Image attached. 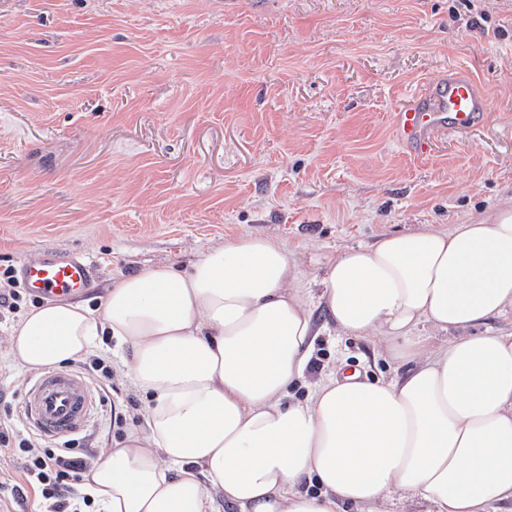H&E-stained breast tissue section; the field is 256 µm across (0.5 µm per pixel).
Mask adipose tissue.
I'll return each mask as SVG.
<instances>
[{"label": "adipose tissue", "mask_w": 512, "mask_h": 512, "mask_svg": "<svg viewBox=\"0 0 512 512\" xmlns=\"http://www.w3.org/2000/svg\"><path fill=\"white\" fill-rule=\"evenodd\" d=\"M304 271L271 236L239 234L183 270L114 280L97 306L57 298L9 331L11 364L44 371L104 338L144 399L83 475L98 512H494L512 502V207L423 224L318 257ZM371 336L405 363L391 379L339 372L298 398L320 334ZM439 344H429V337Z\"/></svg>", "instance_id": "adipose-tissue-1"}]
</instances>
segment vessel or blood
I'll use <instances>...</instances> for the list:
<instances>
[{
	"label": "vessel or blood",
	"instance_id": "1",
	"mask_svg": "<svg viewBox=\"0 0 512 512\" xmlns=\"http://www.w3.org/2000/svg\"><path fill=\"white\" fill-rule=\"evenodd\" d=\"M489 109L488 97L460 67L395 112L396 138L412 153L424 155L430 151L434 131L469 129ZM19 273L24 288L32 294L77 296L89 285L91 265L84 257L49 251L36 261L22 262ZM95 406L96 398L82 374L57 371L32 381L23 416L28 427L47 439L59 440L83 431Z\"/></svg>",
	"mask_w": 512,
	"mask_h": 512
}]
</instances>
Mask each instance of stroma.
Wrapping results in <instances>:
<instances>
[{"label":"stroma","instance_id":"35a3bbf8","mask_svg":"<svg viewBox=\"0 0 512 512\" xmlns=\"http://www.w3.org/2000/svg\"><path fill=\"white\" fill-rule=\"evenodd\" d=\"M464 66L492 103L414 157L393 137L410 95ZM512 206V0H0V271L55 251L112 280L188 267L242 233L302 268L415 224ZM0 315V400L21 406ZM308 382L397 364L371 338L317 337ZM74 456L91 464L145 404L128 380Z\"/></svg>","mask_w":512,"mask_h":512}]
</instances>
